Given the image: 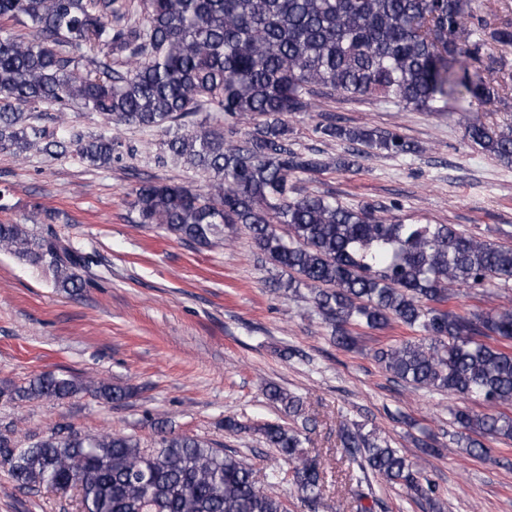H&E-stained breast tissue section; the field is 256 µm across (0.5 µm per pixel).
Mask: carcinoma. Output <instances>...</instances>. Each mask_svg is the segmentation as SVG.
I'll return each mask as SVG.
<instances>
[{"label": "carcinoma", "mask_w": 512, "mask_h": 512, "mask_svg": "<svg viewBox=\"0 0 512 512\" xmlns=\"http://www.w3.org/2000/svg\"><path fill=\"white\" fill-rule=\"evenodd\" d=\"M479 8V0H0V152L73 154L95 168L120 160L114 135H59L41 124V108H57L52 119L63 125L74 102L114 130L162 133L160 159L204 175L207 191L144 183L133 191L134 223L203 246L222 241L226 225L243 227L261 258L287 276L286 291L307 290L338 345H351L362 326L394 322L424 333L374 358L415 389L481 398V413L451 412L458 441L481 456L490 452L484 440L512 439V416L501 412L512 406V305L464 313L443 305L457 288L511 282L512 245L301 188L299 176L358 168L374 151L408 157L421 149L393 131L320 122L322 138L355 146L333 164L295 148L288 124L315 96L446 112L459 96L486 106L512 94V75L506 82L497 67L465 65L487 45L512 50V20L491 25ZM461 123L471 144L512 165V125L495 130L465 113ZM0 251L51 272L69 294L83 288L79 272L92 263L55 232L24 224L0 223ZM492 336L498 344L485 342ZM82 392L107 402L128 396L119 385L52 373L17 390L48 400ZM266 395L299 417L300 399L277 387ZM261 432L290 465L263 485L242 457L174 433L144 449L132 435L67 426L27 444L0 432V465L28 490L78 487L82 512H288L285 483L316 512L319 458L292 427L271 423ZM340 442L357 501L373 495L362 488L371 473L433 500L425 468L387 440L345 427Z\"/></svg>", "instance_id": "obj_1"}]
</instances>
